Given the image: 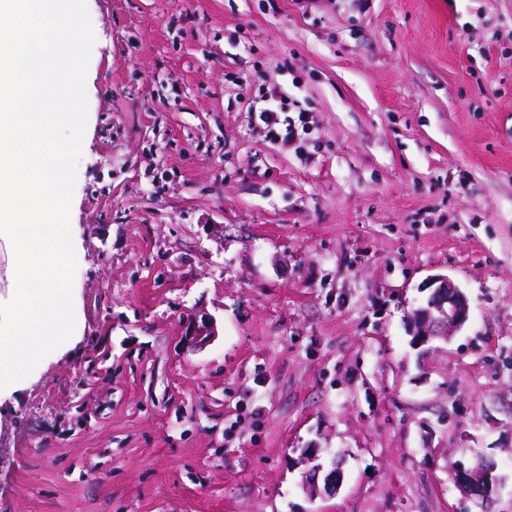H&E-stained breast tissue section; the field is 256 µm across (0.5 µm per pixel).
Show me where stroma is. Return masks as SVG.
<instances>
[{
  "mask_svg": "<svg viewBox=\"0 0 512 512\" xmlns=\"http://www.w3.org/2000/svg\"><path fill=\"white\" fill-rule=\"evenodd\" d=\"M86 3L82 339L0 399V512H512V0ZM283 112H286L285 108L278 104L276 106L264 108L260 113L262 122L269 128L268 132L272 134V137L277 139H287L292 137L295 133V122L288 119V116L282 118ZM427 288H434L428 307L418 310L409 323V332L418 343L426 342L430 336L448 338L468 317L467 299L448 276H433ZM215 323L208 316H193L186 320L182 340L187 349L201 348L215 336ZM493 465L490 463H482L476 466L473 470H466L459 464L456 465L455 471L464 473L463 481L464 487L471 493L486 496L485 499L490 497V488L492 484L491 473ZM466 471H470L466 473Z\"/></svg>",
  "mask_w": 512,
  "mask_h": 512,
  "instance_id": "1",
  "label": "stroma"
}]
</instances>
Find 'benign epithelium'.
Instances as JSON below:
<instances>
[{
	"mask_svg": "<svg viewBox=\"0 0 512 512\" xmlns=\"http://www.w3.org/2000/svg\"><path fill=\"white\" fill-rule=\"evenodd\" d=\"M428 287L433 292L428 307L418 310L410 320L409 332L414 341L424 343L431 336L448 337L467 320L468 304L465 295L448 277L436 275L430 278ZM216 336L215 323L208 316H193L186 320L182 340L186 348H201ZM493 465L482 463L471 471L456 466L463 474L464 487L471 493L490 496Z\"/></svg>",
	"mask_w": 512,
	"mask_h": 512,
	"instance_id": "obj_1",
	"label": "benign epithelium"
}]
</instances>
